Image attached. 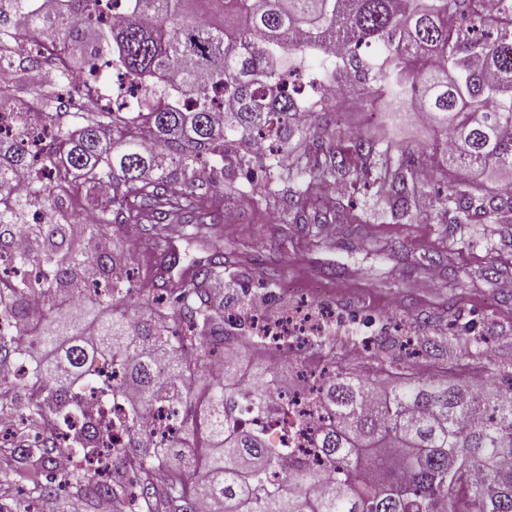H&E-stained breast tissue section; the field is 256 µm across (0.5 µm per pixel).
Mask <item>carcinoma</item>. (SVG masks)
<instances>
[{
  "label": "carcinoma",
  "mask_w": 512,
  "mask_h": 512,
  "mask_svg": "<svg viewBox=\"0 0 512 512\" xmlns=\"http://www.w3.org/2000/svg\"><path fill=\"white\" fill-rule=\"evenodd\" d=\"M0 0V114L13 134H0V368L32 359L30 371L0 375V414L15 417L21 441L0 455V491L55 500V419L68 424L70 449L88 460L103 450L101 421L78 428L79 383L107 361L120 372L112 394L129 406L126 451L111 459L109 480L72 476L85 507L102 499L126 512H512V386L470 384L471 361L488 353L481 339L454 365L428 359L401 366L380 336L377 367L353 371V359L317 351L332 368L307 393L322 412L309 437L315 467L296 449L277 448L258 425L263 418L295 423L279 373L253 359L264 343L254 325L224 318V239L210 240L211 258L176 280L152 270L135 276L127 254H88L86 238L112 240L144 224L156 247L218 230L223 208L199 184L205 155L228 144L248 146L271 116L285 132V154L273 157L260 184L229 187L257 210H280V223H308L303 201L313 184L336 188L353 176L376 189L381 213L422 216L429 182L419 169L431 155L392 140L359 139L353 166L330 126L316 132V107L279 92L274 77L286 62L319 75L323 96L355 75L364 95L387 115L423 114L450 138L437 169L448 183L443 200L448 232L491 224L512 214V0L508 15L483 18L470 0H126L115 25L99 16L100 0ZM30 51L16 56L15 42ZM342 53L321 67L309 60L328 44ZM379 48L368 60L359 45ZM140 86L143 105L125 112L109 103L86 106L73 80L112 63ZM57 68L59 91L32 107L15 86L37 83ZM232 97L223 117L215 98ZM487 174L457 189L461 173ZM106 314L78 327L70 310ZM224 361V383L209 381L207 359ZM189 407L181 427L159 444L146 417L161 404Z\"/></svg>",
  "instance_id": "1"
}]
</instances>
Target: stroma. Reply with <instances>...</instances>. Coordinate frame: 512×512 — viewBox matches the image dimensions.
<instances>
[{"label": "stroma", "instance_id": "35a3bbf8", "mask_svg": "<svg viewBox=\"0 0 512 512\" xmlns=\"http://www.w3.org/2000/svg\"><path fill=\"white\" fill-rule=\"evenodd\" d=\"M342 132L359 131L418 148L439 146L440 135L408 115L382 122L355 93L334 105ZM363 224L336 220L322 208L335 232L325 235L304 224L281 227L273 214L235 201L224 208V243L243 241L248 254L225 279L249 292L261 291L262 275H277L270 315L316 303L335 313L328 338L337 351L371 354L374 337L407 327L410 335L440 341L450 327L473 325L475 335L491 340L487 365L512 362V292L485 277L487 265L504 270L512 281V223L469 224L455 237L435 223L436 206L417 223L388 224L375 215L376 199L363 188L353 197Z\"/></svg>", "mask_w": 512, "mask_h": 512}]
</instances>
